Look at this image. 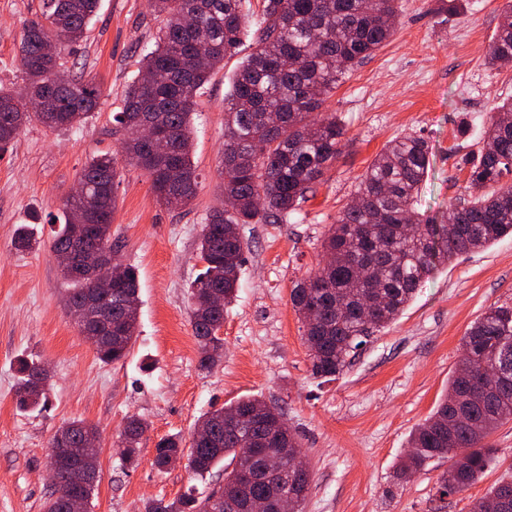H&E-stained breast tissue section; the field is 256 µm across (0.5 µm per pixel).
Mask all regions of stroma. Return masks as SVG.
I'll return each mask as SVG.
<instances>
[{
  "label": "stroma",
  "instance_id": "1",
  "mask_svg": "<svg viewBox=\"0 0 512 512\" xmlns=\"http://www.w3.org/2000/svg\"><path fill=\"white\" fill-rule=\"evenodd\" d=\"M506 3L458 0L452 8L448 0H400L389 42L355 64L327 101L346 125L347 143L300 214L281 224L241 226L248 249L237 299L220 331L224 360L204 373L188 288L200 271L203 228L224 205V98L259 33L251 31L200 92L193 116L200 186L187 206H163L143 171L120 170L112 238L124 263L138 272L139 327L126 359L105 364L66 314L63 277L49 244L78 172L93 156L117 153L124 135L112 115L163 21L148 0H100L85 41L67 62L71 74L100 86L97 109L85 126L69 131L31 122L0 150V512H43L52 491L49 442L77 419L100 434L89 512H141L146 500L169 501L192 487L204 491L206 482L186 465L158 472L155 445L171 435L189 438L203 413L243 395L281 407L297 434L311 473L302 512H470L490 485L512 473L511 422L491 439L496 463L465 492L437 496L444 459L406 482L393 477L411 431L444 396L466 330L489 306L512 302L511 235L438 265L409 307L330 381L311 373L290 300L294 282L321 263L330 224L389 141L416 133L431 147L417 205L423 217L444 219L449 203L464 196L491 108L512 96V67L485 64ZM39 6V0H0V87L23 84L20 33ZM22 224L32 226L39 248H12ZM21 358L51 370L43 409L15 405ZM133 414L150 428L138 466L129 468L114 444Z\"/></svg>",
  "mask_w": 512,
  "mask_h": 512
}]
</instances>
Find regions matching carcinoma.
I'll return each instance as SVG.
<instances>
[{
	"instance_id": "carcinoma-1",
	"label": "carcinoma",
	"mask_w": 512,
	"mask_h": 512,
	"mask_svg": "<svg viewBox=\"0 0 512 512\" xmlns=\"http://www.w3.org/2000/svg\"><path fill=\"white\" fill-rule=\"evenodd\" d=\"M244 0H151L164 17L156 48L141 60L140 76L125 94L113 121L126 132L122 160L148 176L157 200L168 207L187 205L195 197L199 174L191 160L192 128L200 90L224 59L235 53L252 23ZM98 0H42L40 15L21 31L20 66L25 85L18 92L0 88V148L11 144L22 126L35 119L53 130L83 126L99 104L100 91L91 81L77 79L65 56L85 40ZM398 0H262L257 49L240 65L224 106L223 189L232 208L216 211L204 226L198 255L209 261L189 288L190 322L199 346V368L209 371L224 358L219 332L224 312L210 307L205 290L224 291V307L236 300L245 262L242 224L283 223L297 212L311 185L321 179L340 153L346 137L341 118L323 110L336 87L360 60L392 36L387 20L396 17ZM208 43L206 62L194 61L199 36ZM58 44V53L45 45ZM486 64L512 66V5L502 14L489 47ZM42 101L44 111L29 104ZM275 112L279 124L269 128L265 115ZM155 123L166 139L152 148L135 134L143 121ZM484 146L470 170V199L449 205L446 220L431 224L417 211L418 194L428 176L430 149L420 136L405 135L388 142L361 175L354 197L331 225L323 242L326 258L308 277L294 283L290 298L304 320V343L316 378L332 379L349 364L351 355L369 338L398 318L432 269L455 257L483 249L512 235V185L500 184L512 171V100L493 107L483 131ZM117 158L93 157L78 173L84 193L65 196L64 223L52 245L71 258L82 243L106 255L118 253L112 243L117 208ZM94 225L83 242L74 238L73 224ZM18 252L40 241L19 226L11 241ZM70 284L65 305L83 303L87 279L60 265ZM139 298L138 273L127 275L103 304L109 319L97 329L98 342L88 338L104 364L124 360L138 335V319L128 317L125 302ZM463 357L448 378V391L436 410L410 434L414 451L397 463V478L409 479L435 458L448 459L436 480L440 495L466 491L497 460L493 434L512 421V304L494 305L467 329ZM13 388L20 410L47 402L50 379L41 363L22 358ZM267 403L243 396L227 407L203 414L198 423L212 441L170 436L156 444L154 464L168 467V455L181 451L200 460L192 474L204 480L218 469L224 481L201 496L185 493L171 501H148L143 512H244L255 497L274 496L280 488L264 473L267 458L287 466L300 444L283 412L266 410ZM254 414L250 430L228 427L224 418ZM149 423L130 416L118 435L124 463L133 467ZM98 436L83 420L60 427L50 447L87 451L84 436ZM288 492L306 497L309 471L287 476ZM471 512H512V478L491 485L472 502Z\"/></svg>"
}]
</instances>
